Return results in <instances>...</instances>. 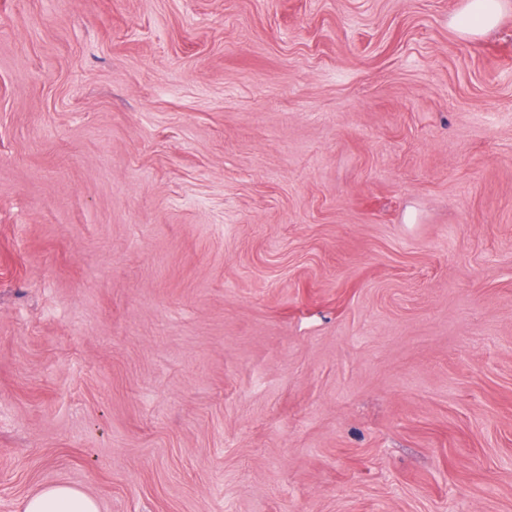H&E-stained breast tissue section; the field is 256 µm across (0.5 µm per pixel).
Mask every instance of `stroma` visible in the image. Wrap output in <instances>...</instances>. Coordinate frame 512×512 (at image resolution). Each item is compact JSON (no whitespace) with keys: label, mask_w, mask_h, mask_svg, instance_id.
Listing matches in <instances>:
<instances>
[{"label":"stroma","mask_w":512,"mask_h":512,"mask_svg":"<svg viewBox=\"0 0 512 512\" xmlns=\"http://www.w3.org/2000/svg\"><path fill=\"white\" fill-rule=\"evenodd\" d=\"M0 0V506L512 512V0ZM502 0H468L451 23L465 35H485L497 26ZM24 512H98L94 499L68 485L42 488L29 496Z\"/></svg>","instance_id":"1"}]
</instances>
